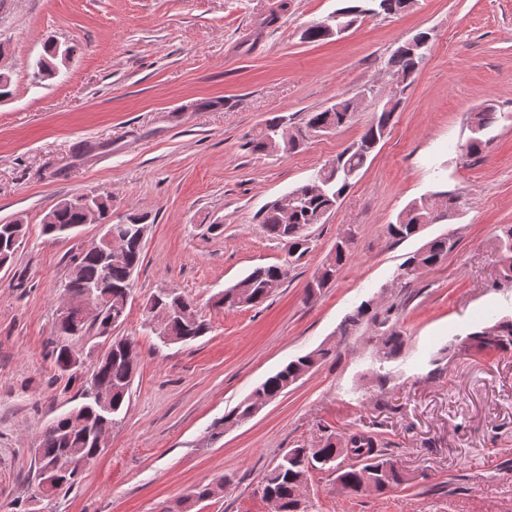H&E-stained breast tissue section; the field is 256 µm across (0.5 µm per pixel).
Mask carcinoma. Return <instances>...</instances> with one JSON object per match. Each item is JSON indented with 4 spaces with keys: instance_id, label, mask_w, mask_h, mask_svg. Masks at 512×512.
<instances>
[{
    "instance_id": "1",
    "label": "carcinoma",
    "mask_w": 512,
    "mask_h": 512,
    "mask_svg": "<svg viewBox=\"0 0 512 512\" xmlns=\"http://www.w3.org/2000/svg\"><path fill=\"white\" fill-rule=\"evenodd\" d=\"M346 5L336 10L332 20H338L348 27L357 24L366 13L394 15L409 9L414 0H344ZM425 58V51L414 57L400 44L388 60V69L393 78L406 84L419 70ZM41 63L43 70L37 80H49L57 74L61 60L55 43L44 47ZM381 111L365 128L361 136L331 159L332 166H322L305 184L288 192L297 198L290 207L282 209L277 201L267 204L261 211L260 224L267 235L275 240L288 239L301 242L297 254L302 256L308 249V230L317 224L325 223L331 213L344 198L347 190L366 165L375 149V142L383 139V131L391 122L393 113ZM354 114V102L341 99L319 112H310L304 122L297 126L298 135L284 142L277 141L278 152L288 154L298 149L310 137L309 130L326 126L333 130L350 122ZM285 115H274L264 121L253 134L246 138L245 146L255 154L267 155L268 137L274 134L285 120ZM495 122V112L487 108L471 117L472 136L462 146V153L468 157L483 152L486 141L485 131ZM435 201L422 199L408 204L398 215L397 222L387 227L391 238L398 241L416 235L424 226L448 219V209L457 207L458 195L443 191L434 195ZM84 196L65 198L59 201L42 220L43 232L49 235H69L84 224ZM26 229L22 224L0 225V264L12 262L23 242ZM352 239L336 241L334 256L322 264L306 285L307 298L311 299L328 284L336 280L350 252ZM454 243L447 236L428 241L410 254L396 273L395 288H405L418 280L419 275L436 267L453 249ZM498 247L501 252L499 283L512 286V225L500 228ZM142 246L132 242L128 252L120 261L112 262L108 268L96 255L80 252L73 256L65 284L67 291L78 292L93 286H112V316H127L125 294L135 270L140 265ZM285 264L259 266L250 271L233 287L224 291L223 296L214 302L218 307H237L230 297L235 292L246 296L249 307L261 305L269 297L264 285L270 282L283 283L287 278ZM175 305L193 306V302L175 289L161 292L151 299L147 307L148 318L153 319L159 311ZM96 330V335L104 331L105 322L96 327L86 326L74 320L56 325V335L66 339L73 337V329ZM372 335L367 341L374 347L379 360H389L400 355L404 346V336L399 324L398 305L391 303L371 307L360 305L348 314L340 325V335L354 336L365 328ZM207 331L205 321L193 323L171 319L164 324L159 337L181 339L187 344ZM451 349L460 351L478 350L486 352H507L512 350V318H501L494 324L479 327L465 337H455L451 343L440 349L444 355ZM331 354L329 349H318L289 361L281 370L268 377L235 408L224 415V425H232L246 418L256 402L274 401L288 387L316 368L321 360ZM138 362L130 361L126 355V344L121 338L112 339V360L91 371L86 384L82 386L79 406H94L89 397L93 384L104 385L112 390L111 421L124 408L130 397L131 385L137 372ZM94 454L91 441L72 425L70 412L57 417L52 426L41 435L37 448L36 473L42 476L43 470L51 465H59L55 471L56 491L66 490L78 482L84 471L80 466L82 458ZM350 463H345V460ZM328 468L335 474L336 484L342 491L360 495L368 490L384 492L400 484L402 471L397 461L381 449L380 441L365 431H354L327 440L313 448H291L279 462L267 469L260 479L262 494L275 503L274 512H308V505L301 504L309 471Z\"/></svg>"
}]
</instances>
